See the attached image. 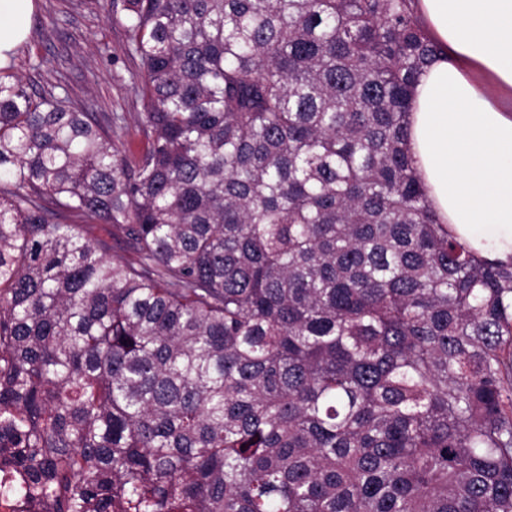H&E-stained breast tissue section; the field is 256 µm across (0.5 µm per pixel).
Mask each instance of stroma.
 <instances>
[{"label": "stroma", "mask_w": 512, "mask_h": 512, "mask_svg": "<svg viewBox=\"0 0 512 512\" xmlns=\"http://www.w3.org/2000/svg\"><path fill=\"white\" fill-rule=\"evenodd\" d=\"M34 3L29 34L15 52L11 73L36 91L66 86L75 109L122 113L124 138L141 141L138 119L144 104L121 79L133 62L123 30L107 14L106 0Z\"/></svg>", "instance_id": "1"}]
</instances>
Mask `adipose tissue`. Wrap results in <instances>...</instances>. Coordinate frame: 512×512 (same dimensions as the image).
Returning <instances> with one entry per match:
<instances>
[{"label": "adipose tissue", "mask_w": 512, "mask_h": 512, "mask_svg": "<svg viewBox=\"0 0 512 512\" xmlns=\"http://www.w3.org/2000/svg\"><path fill=\"white\" fill-rule=\"evenodd\" d=\"M437 48L411 95L408 146L438 223L489 261H512V0H416ZM33 0H0V62Z\"/></svg>", "instance_id": "1"}]
</instances>
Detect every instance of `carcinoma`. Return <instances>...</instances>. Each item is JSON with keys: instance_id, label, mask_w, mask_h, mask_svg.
<instances>
[{"instance_id": "cac0c4a2", "label": "carcinoma", "mask_w": 512, "mask_h": 512, "mask_svg": "<svg viewBox=\"0 0 512 512\" xmlns=\"http://www.w3.org/2000/svg\"><path fill=\"white\" fill-rule=\"evenodd\" d=\"M109 6L142 145L0 74V455L26 503L512 512V262L413 171L436 49L411 0Z\"/></svg>"}]
</instances>
